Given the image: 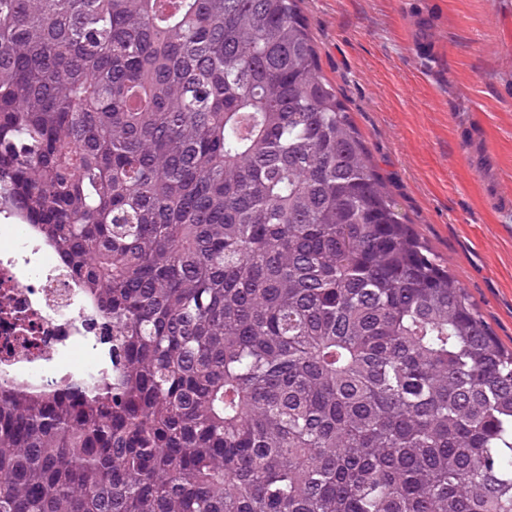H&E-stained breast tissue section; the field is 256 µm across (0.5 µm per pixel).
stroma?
<instances>
[{
    "label": "stroma",
    "instance_id": "35a3bbf8",
    "mask_svg": "<svg viewBox=\"0 0 512 512\" xmlns=\"http://www.w3.org/2000/svg\"><path fill=\"white\" fill-rule=\"evenodd\" d=\"M336 86L406 223L512 347V0H303ZM437 46L418 55L412 42ZM477 125L482 138L461 143Z\"/></svg>",
    "mask_w": 512,
    "mask_h": 512
}]
</instances>
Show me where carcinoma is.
<instances>
[{
  "label": "carcinoma",
  "instance_id": "1",
  "mask_svg": "<svg viewBox=\"0 0 512 512\" xmlns=\"http://www.w3.org/2000/svg\"><path fill=\"white\" fill-rule=\"evenodd\" d=\"M112 327L0 381V512H512V349L299 0H0V212Z\"/></svg>",
  "mask_w": 512,
  "mask_h": 512
}]
</instances>
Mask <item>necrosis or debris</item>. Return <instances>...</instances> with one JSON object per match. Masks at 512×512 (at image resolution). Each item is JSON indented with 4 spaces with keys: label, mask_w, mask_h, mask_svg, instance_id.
<instances>
[{
    "label": "necrosis or debris",
    "mask_w": 512,
    "mask_h": 512,
    "mask_svg": "<svg viewBox=\"0 0 512 512\" xmlns=\"http://www.w3.org/2000/svg\"><path fill=\"white\" fill-rule=\"evenodd\" d=\"M102 320L28 224H0V377L40 389L92 380Z\"/></svg>",
    "instance_id": "necrosis-or-debris-1"
}]
</instances>
